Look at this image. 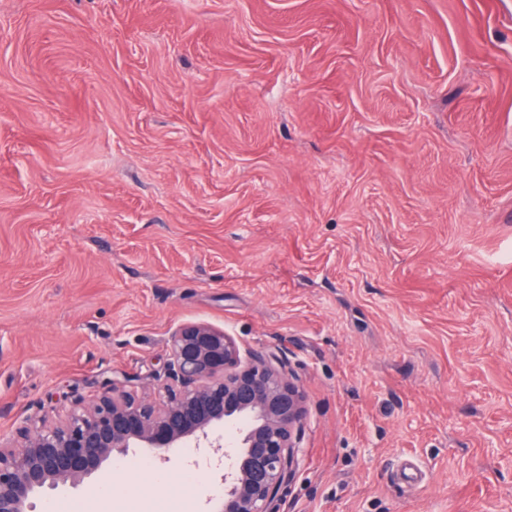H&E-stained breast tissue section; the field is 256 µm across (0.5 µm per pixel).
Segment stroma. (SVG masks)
Listing matches in <instances>:
<instances>
[{"label": "stroma", "mask_w": 512, "mask_h": 512, "mask_svg": "<svg viewBox=\"0 0 512 512\" xmlns=\"http://www.w3.org/2000/svg\"><path fill=\"white\" fill-rule=\"evenodd\" d=\"M188 322L304 397L279 512H512V0H0V438L162 399ZM223 467L36 512H207Z\"/></svg>", "instance_id": "stroma-1"}]
</instances>
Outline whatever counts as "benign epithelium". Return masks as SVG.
I'll return each instance as SVG.
<instances>
[{
    "mask_svg": "<svg viewBox=\"0 0 512 512\" xmlns=\"http://www.w3.org/2000/svg\"><path fill=\"white\" fill-rule=\"evenodd\" d=\"M164 368L169 395L159 407L116 382L96 401H77L59 425H22L18 446L0 442V512H34L43 490L76 486L103 472L131 448L162 453L184 448L224 451V495L216 512H277L281 488L296 473L305 410L284 363L259 351L241 354L237 341L205 322L177 326L168 336ZM239 416L242 451L223 450L214 425Z\"/></svg>",
    "mask_w": 512,
    "mask_h": 512,
    "instance_id": "benign-epithelium-1",
    "label": "benign epithelium"
}]
</instances>
